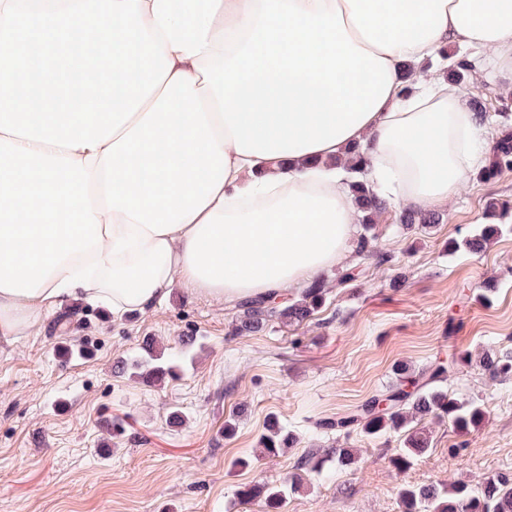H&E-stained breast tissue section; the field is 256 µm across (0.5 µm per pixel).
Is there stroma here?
<instances>
[{"label":"stroma","mask_w":512,"mask_h":512,"mask_svg":"<svg viewBox=\"0 0 512 512\" xmlns=\"http://www.w3.org/2000/svg\"><path fill=\"white\" fill-rule=\"evenodd\" d=\"M461 89L491 136L512 126V81L473 70ZM504 230L483 251L449 241L478 234L489 210ZM400 209L377 226L389 263L360 262L354 282L331 288L302 326L234 333L237 305L172 289L140 316L112 319L81 307L50 314L36 334L0 343V512H244L237 492L296 471L307 454L350 448L358 462L307 477L283 512H401L404 485H479L512 475V378L479 370L490 348L512 347V169L461 188L440 223L405 227ZM197 343L180 379L151 384L115 373L145 338L178 351ZM74 349L70 358L58 352ZM466 352L448 386L477 399L486 420L470 434L425 420L429 452L404 470L391 457L399 432L317 430L383 390L404 365L421 369ZM182 421H172V411ZM297 436L276 457L258 455L268 417ZM236 432L225 436L224 421Z\"/></svg>","instance_id":"obj_1"}]
</instances>
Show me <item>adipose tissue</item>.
Returning <instances> with one entry per match:
<instances>
[{"instance_id":"ef3b65f1","label":"adipose tissue","mask_w":512,"mask_h":512,"mask_svg":"<svg viewBox=\"0 0 512 512\" xmlns=\"http://www.w3.org/2000/svg\"><path fill=\"white\" fill-rule=\"evenodd\" d=\"M97 149L0 132V340L63 307L146 314L175 285L275 301L356 246L348 152L386 207L436 209L485 167L445 46L512 78V0H222Z\"/></svg>"}]
</instances>
